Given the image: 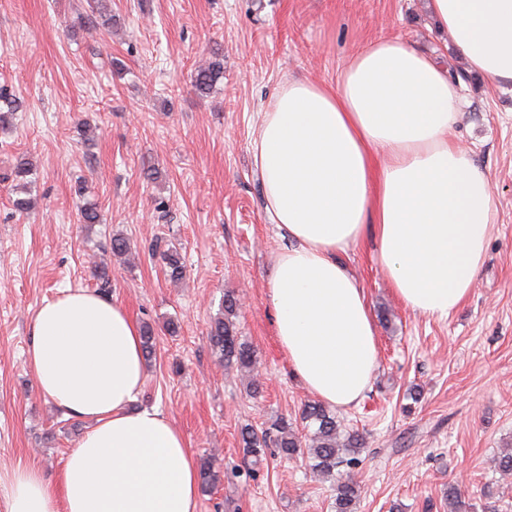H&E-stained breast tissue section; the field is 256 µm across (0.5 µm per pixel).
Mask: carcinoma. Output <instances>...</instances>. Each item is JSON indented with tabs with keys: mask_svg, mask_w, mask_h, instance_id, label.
<instances>
[{
	"mask_svg": "<svg viewBox=\"0 0 512 512\" xmlns=\"http://www.w3.org/2000/svg\"><path fill=\"white\" fill-rule=\"evenodd\" d=\"M224 78V65L216 58L199 67L194 75L195 90L204 94ZM167 275L177 281L183 276V266L179 254L166 250L161 254ZM239 310V301L234 294L224 295L221 309L213 319L210 328L211 347L220 363L241 373L252 372L256 363L254 351L243 341L236 331L231 317ZM301 422L304 433L294 430L288 420L282 418L274 424V431H257L246 425L240 430V442L246 453L260 460L262 450L272 444L281 455L292 457L306 451L311 470L326 478L336 480L334 484L335 512H356L362 490L357 480L355 468L360 463L359 455L365 446V438L358 431L344 434L336 416L322 404L310 402L302 411Z\"/></svg>",
	"mask_w": 512,
	"mask_h": 512,
	"instance_id": "cac0c4a2",
	"label": "carcinoma"
}]
</instances>
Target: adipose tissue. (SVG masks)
Masks as SVG:
<instances>
[{
	"label": "adipose tissue",
	"instance_id": "adipose-tissue-1",
	"mask_svg": "<svg viewBox=\"0 0 512 512\" xmlns=\"http://www.w3.org/2000/svg\"><path fill=\"white\" fill-rule=\"evenodd\" d=\"M469 71L512 84V0H430ZM460 82L398 39L368 42L336 85L293 79L260 114L252 144L265 210L291 242L269 281L292 374L321 401L359 403L379 359L359 283L338 255L373 232L400 301L448 317L468 297L494 218L487 175L450 143ZM28 362L42 393L91 426L55 478L8 479L5 512H195L184 435L144 384L140 330L124 306L77 289L42 305Z\"/></svg>",
	"mask_w": 512,
	"mask_h": 512
}]
</instances>
